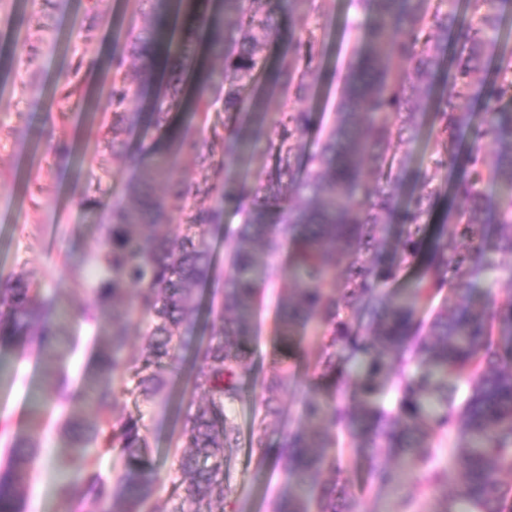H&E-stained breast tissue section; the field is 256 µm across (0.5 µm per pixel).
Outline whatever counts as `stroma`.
<instances>
[{
	"label": "stroma",
	"instance_id": "35a3bbf8",
	"mask_svg": "<svg viewBox=\"0 0 512 512\" xmlns=\"http://www.w3.org/2000/svg\"><path fill=\"white\" fill-rule=\"evenodd\" d=\"M14 11L24 26L18 30L0 24V46L10 50L8 56L0 57V67H10L15 59L34 52L39 57L37 95L42 102L49 101L58 90L60 72L68 67H80L86 94L65 123L70 163L62 167L51 149L53 129L62 124L57 114L32 105L12 89L0 92V121L7 127L6 133L0 134V275L25 277L70 310H90L94 299L83 286L90 274L86 255L98 242L99 226L111 221L113 199L127 194L146 171L144 162L133 164L113 157L106 145L112 115L97 110L95 103L112 88L114 32L142 26L144 16L137 0H68L60 9L50 0H16ZM335 13L334 24L325 32L330 44L328 81L313 105L308 137L312 144L334 119L356 53L351 25L360 16L352 0H336ZM47 23L55 28L56 41L51 47L43 42ZM287 263L284 252L269 259L272 283L254 317L255 340L247 365L251 375L259 378L282 362L277 351L275 305ZM64 334L78 343L67 362L71 384L77 387L93 371L101 339L93 327L79 319L72 320ZM321 346V337L305 338L300 351L285 361L302 381L301 386L280 395L285 424L295 427L300 423L302 393L318 383L315 362ZM0 359L15 375L9 384L0 386V447L17 433L28 435L39 447L24 512H81L79 496L65 500L58 494L56 465L62 432L50 420L40 427L28 423L29 396L49 395L38 353L30 349L20 356L1 349ZM134 387V379H127L116 414L141 419L154 467V493L149 505L164 512L180 493L181 451L173 444L177 430L172 412L163 413L142 403ZM261 400L260 388H252L236 407L240 437L234 483L241 512H271L272 502L293 488L275 459L259 463L251 449ZM281 424H269L270 442H277ZM336 479L355 494L361 512H394V492L367 484L364 461L353 450H346Z\"/></svg>",
	"mask_w": 512,
	"mask_h": 512
}]
</instances>
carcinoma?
Instances as JSON below:
<instances>
[{
	"label": "carcinoma",
	"instance_id": "carcinoma-1",
	"mask_svg": "<svg viewBox=\"0 0 512 512\" xmlns=\"http://www.w3.org/2000/svg\"><path fill=\"white\" fill-rule=\"evenodd\" d=\"M509 0H355L363 22L357 53L333 125L305 153L313 125L311 102L326 79L325 39L318 32L335 19V0H224V13L202 24L206 45L224 66L205 82L224 85V111L237 114L224 135L207 141L212 104L199 92L188 104L192 119L170 130L182 100L156 101L147 120L170 136L169 152L147 170L141 188L113 200L112 222L100 225L88 256L94 276L83 282L111 331L96 353L85 387L92 421L76 413L69 381L57 365L71 352L60 325L59 301L20 277H0V346L35 347L44 356L66 441L57 468L68 472L58 493L81 489L83 512H147L153 476L139 419H117L115 379L127 373L149 405L171 406L164 374L179 362L185 386L205 402L178 416L177 444L189 449L179 464L184 499L192 512H224L232 504L239 441L235 408L243 396L246 359L254 340L252 313L266 283L263 260L288 249V277L277 304L279 341L301 344L310 330L325 342L315 369L334 393H306L303 427L266 439L267 419L280 414L276 395L299 381L285 367L262 378L267 397L253 431L259 461L275 456L294 490L274 512H357L354 498L336 484L316 483L334 468L344 447L364 454L371 483L386 487L399 471L412 479L395 512H421V497L441 491L432 512H512V296L493 306L477 292L495 270L512 272V49L496 57L486 46L501 33ZM305 24L285 29L278 14ZM163 43L158 24L115 34L112 90L101 103L112 111V154L125 156L121 134L130 122L126 103L143 84L124 69L123 57L148 64ZM275 43L279 54L267 67ZM183 64L197 56L195 29L179 45ZM39 72L33 53L0 75L32 96ZM279 95L268 120L263 97ZM84 94L80 69L63 73L49 106L63 121ZM480 102V111L471 102ZM434 142V168L409 167L395 158L394 135L414 144L425 124ZM279 140L269 137L270 127ZM275 150L267 178L249 179L263 144ZM194 157L211 174L200 188L177 166ZM446 180H438V171ZM217 204L201 207L200 192ZM448 208L438 210L441 197ZM246 202L242 224L226 259L224 303L206 309L204 289L217 279L213 241L224 227V204ZM186 230L165 231L175 214ZM416 276L390 289L401 269ZM441 305L423 315L427 303ZM351 316L343 317L340 310ZM220 327H209L213 318ZM130 336L147 340L145 353H125ZM394 395L385 407L384 393ZM454 434L449 453L462 476L448 493V468L434 464L441 440ZM118 453L121 468L104 477L100 456ZM38 447L18 434L0 473V512H23L30 467Z\"/></svg>",
	"mask_w": 512,
	"mask_h": 512
}]
</instances>
